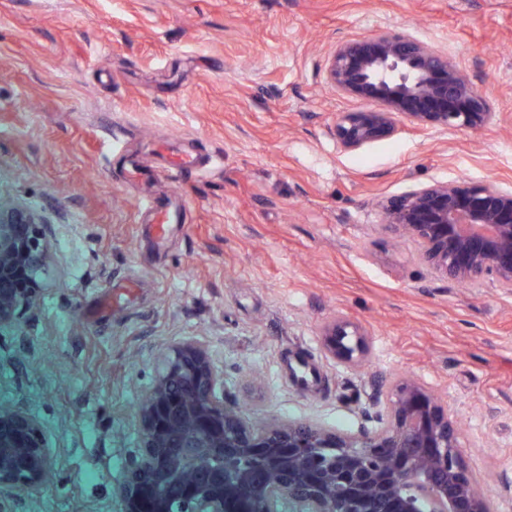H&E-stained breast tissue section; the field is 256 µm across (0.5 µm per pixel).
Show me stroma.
Returning <instances> with one entry per match:
<instances>
[{"label":"stroma","mask_w":512,"mask_h":512,"mask_svg":"<svg viewBox=\"0 0 512 512\" xmlns=\"http://www.w3.org/2000/svg\"><path fill=\"white\" fill-rule=\"evenodd\" d=\"M379 29L448 53L501 123L404 120L341 151L336 117L363 103L326 59ZM184 150L206 167L169 171ZM457 180L512 187V0H0V196L53 231L38 308L0 331V401L25 402L58 461L35 512H110L160 355L189 337L258 427L353 433L373 388L419 379L512 512V294L435 276L376 206ZM154 197L182 207L161 245ZM337 315L367 332L366 365L327 356Z\"/></svg>","instance_id":"1"}]
</instances>
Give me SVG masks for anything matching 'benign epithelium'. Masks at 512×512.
Returning <instances> with one entry per match:
<instances>
[{"label":"benign epithelium","mask_w":512,"mask_h":512,"mask_svg":"<svg viewBox=\"0 0 512 512\" xmlns=\"http://www.w3.org/2000/svg\"><path fill=\"white\" fill-rule=\"evenodd\" d=\"M326 75L336 94L378 104L338 113L344 152L394 137L401 117L439 133L501 122L464 67L411 33L340 41ZM378 206L436 276L512 293L511 188L435 181ZM51 232L44 215L0 199V330L38 305ZM323 341L345 365L369 355L363 328L343 317ZM359 413L355 433L291 420L258 429L224 398L208 342L178 341L139 405L138 453L112 497L119 512H277L283 502L293 512H495L466 467L458 421L420 382L374 390ZM55 469L40 421L21 402L0 403V512L38 503Z\"/></svg>","instance_id":"7a95c632"}]
</instances>
